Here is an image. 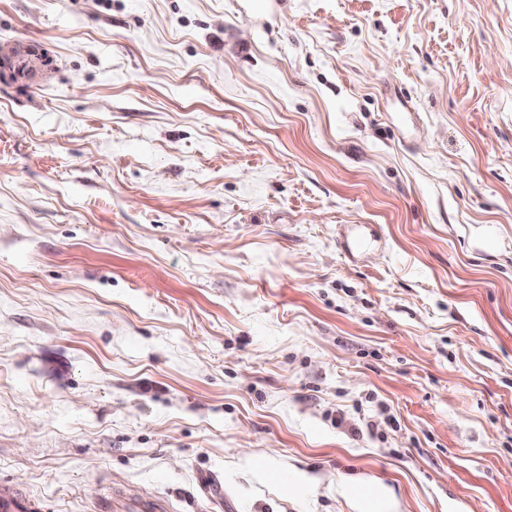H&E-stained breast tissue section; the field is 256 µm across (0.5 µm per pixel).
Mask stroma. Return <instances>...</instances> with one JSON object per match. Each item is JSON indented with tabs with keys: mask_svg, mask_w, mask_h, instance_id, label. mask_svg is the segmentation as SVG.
<instances>
[{
	"mask_svg": "<svg viewBox=\"0 0 512 512\" xmlns=\"http://www.w3.org/2000/svg\"><path fill=\"white\" fill-rule=\"evenodd\" d=\"M20 43L0 484L512 512V0H0ZM342 490L353 499L357 512H395V501L382 484L369 479L348 480Z\"/></svg>",
	"mask_w": 512,
	"mask_h": 512,
	"instance_id": "1",
	"label": "stroma"
}]
</instances>
